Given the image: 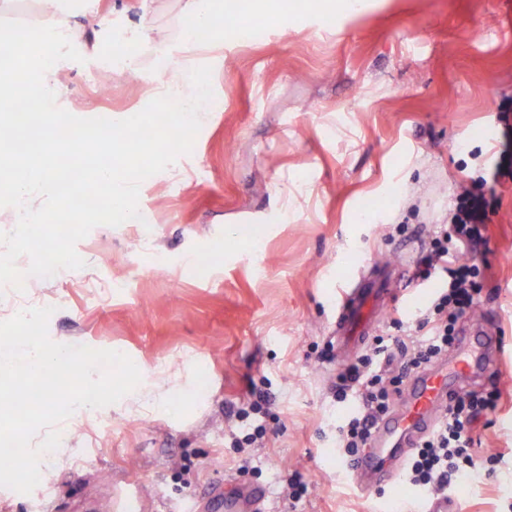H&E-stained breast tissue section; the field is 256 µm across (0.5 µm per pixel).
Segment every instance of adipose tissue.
I'll list each match as a JSON object with an SVG mask.
<instances>
[{
  "label": "adipose tissue",
  "instance_id": "obj_1",
  "mask_svg": "<svg viewBox=\"0 0 512 512\" xmlns=\"http://www.w3.org/2000/svg\"><path fill=\"white\" fill-rule=\"evenodd\" d=\"M98 3L99 0H74L72 6L44 13L28 29L22 46L12 49L10 62L0 65V100L17 96V70L22 67L36 76L26 91L28 96L40 100L43 112H54V86L67 67L63 49L79 42L87 26L105 25Z\"/></svg>",
  "mask_w": 512,
  "mask_h": 512
}]
</instances>
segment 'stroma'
<instances>
[{
	"instance_id": "1",
	"label": "stroma",
	"mask_w": 512,
	"mask_h": 512,
	"mask_svg": "<svg viewBox=\"0 0 512 512\" xmlns=\"http://www.w3.org/2000/svg\"><path fill=\"white\" fill-rule=\"evenodd\" d=\"M100 0L109 28L66 47L64 110L133 116L182 56V0ZM146 26L136 75L110 27ZM191 153L145 179L138 223L99 225L76 245L84 266L32 282L52 308L54 342L129 356L140 384L115 404L61 422L31 493L0 487V512H119L139 489L145 512H184L224 480L265 487L271 512H419L398 479L365 499L336 448L348 406L327 390L358 351L334 344L339 292L391 268L398 295L377 336L412 323L437 279L412 278L419 241L446 222L458 183L493 168L498 105L512 97V0H366L330 23L305 19L223 41ZM478 303L496 318L508 397L477 425L489 462L451 484L461 512H512V180L497 186ZM270 396L263 447L229 446L235 413ZM302 473L292 503L281 480Z\"/></svg>"
}]
</instances>
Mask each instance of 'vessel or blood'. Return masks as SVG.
Segmentation results:
<instances>
[{"label":"vessel or blood","mask_w":512,"mask_h":512,"mask_svg":"<svg viewBox=\"0 0 512 512\" xmlns=\"http://www.w3.org/2000/svg\"><path fill=\"white\" fill-rule=\"evenodd\" d=\"M391 291L382 282L349 288L339 298L336 342L348 351L364 344ZM498 332L491 317L465 324L455 354L415 373L401 404L380 421L366 451L354 467V483L363 496L376 495L389 485L411 448L430 434L451 396L467 379L496 372ZM263 487L226 482L223 490L192 500L188 512H267Z\"/></svg>","instance_id":"1"}]
</instances>
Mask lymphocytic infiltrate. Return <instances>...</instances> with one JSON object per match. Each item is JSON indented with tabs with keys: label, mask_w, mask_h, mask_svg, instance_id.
<instances>
[{
	"label": "lymphocytic infiltrate",
	"mask_w": 512,
	"mask_h": 512,
	"mask_svg": "<svg viewBox=\"0 0 512 512\" xmlns=\"http://www.w3.org/2000/svg\"><path fill=\"white\" fill-rule=\"evenodd\" d=\"M497 154L493 170L464 180L447 223L434 225L428 246L416 258L414 278L436 272L443 279L436 298L418 319L416 333L376 337L369 352L338 375L331 387L334 401L353 405L336 428V445L347 463H355L367 448L405 378L447 355L461 320L476 303L481 292L476 257L488 243L486 231L495 188L512 179L511 122L502 129ZM502 397L496 387L483 395L452 397L435 430L409 456L406 481L431 494L474 472L476 425L484 413L496 409ZM268 402V396H257L237 413L239 428L230 435L231 447L256 448L262 444L267 427L260 418Z\"/></svg>",
	"instance_id": "f902f5d3"
}]
</instances>
